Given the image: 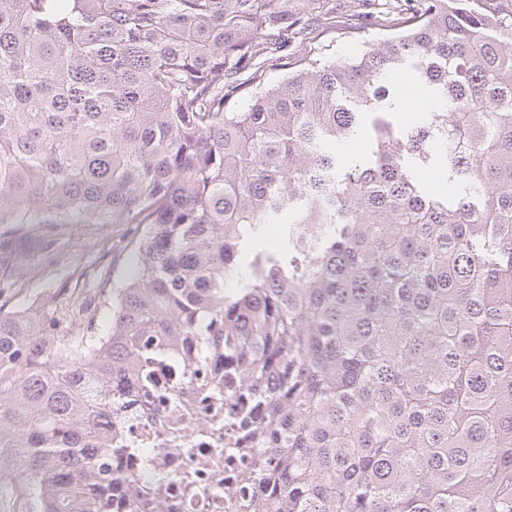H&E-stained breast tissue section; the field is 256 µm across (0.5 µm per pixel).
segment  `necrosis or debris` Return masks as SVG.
<instances>
[{
	"mask_svg": "<svg viewBox=\"0 0 512 512\" xmlns=\"http://www.w3.org/2000/svg\"><path fill=\"white\" fill-rule=\"evenodd\" d=\"M182 350H157L121 381L95 486L102 512H252L238 476L259 457L249 439L259 417L237 414L240 377L224 381L194 339Z\"/></svg>",
	"mask_w": 512,
	"mask_h": 512,
	"instance_id": "obj_1",
	"label": "necrosis or debris"
}]
</instances>
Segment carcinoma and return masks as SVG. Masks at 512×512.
<instances>
[{
	"mask_svg": "<svg viewBox=\"0 0 512 512\" xmlns=\"http://www.w3.org/2000/svg\"><path fill=\"white\" fill-rule=\"evenodd\" d=\"M316 2L0 0V238L140 232L103 335L0 310V448L40 512H99L112 383L184 336L263 412L265 512H512V0H396L391 36L269 82L336 27ZM403 70L438 106L409 128ZM368 115L367 156L328 151ZM438 154L461 193L416 179ZM265 224L284 244L242 260Z\"/></svg>",
	"mask_w": 512,
	"mask_h": 512,
	"instance_id": "cac0c4a2",
	"label": "carcinoma"
}]
</instances>
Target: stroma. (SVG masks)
<instances>
[{"label": "stroma", "mask_w": 512, "mask_h": 512, "mask_svg": "<svg viewBox=\"0 0 512 512\" xmlns=\"http://www.w3.org/2000/svg\"><path fill=\"white\" fill-rule=\"evenodd\" d=\"M337 17L346 18L345 0H335ZM344 32L288 46L292 70L314 59H334L363 43L384 37L372 7L346 18ZM138 240L131 224H71L31 228L24 285L0 291V309L15 312L46 326L56 336H71L93 327L103 332L112 322V290L126 278Z\"/></svg>", "instance_id": "35a3bbf8"}]
</instances>
